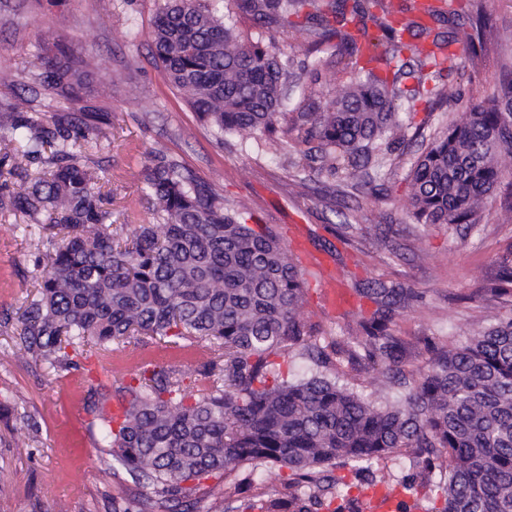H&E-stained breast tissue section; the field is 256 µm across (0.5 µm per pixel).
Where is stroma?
Listing matches in <instances>:
<instances>
[{"label": "stroma", "mask_w": 512, "mask_h": 512, "mask_svg": "<svg viewBox=\"0 0 512 512\" xmlns=\"http://www.w3.org/2000/svg\"><path fill=\"white\" fill-rule=\"evenodd\" d=\"M161 0H0V100L22 94L34 116L48 112L51 96L38 81L43 51L65 46L84 59L86 105L111 113L112 131L91 142L87 155L106 169L115 223L136 209L139 173L152 150L161 148L197 176L213 183L252 222L278 232L297 262L306 255L326 257V276L344 288L380 279L407 289L403 307L389 325L404 347V363L421 365L427 338L463 342L475 331L512 317V299L494 296L496 256L512 245V212L500 199L488 202L480 230L463 233L433 227L422 230L410 213L409 162L423 149L405 130L402 154L380 171L336 174L308 169L305 146L298 143L293 119L283 130L291 157L305 169L304 181L274 152L217 144L185 99L169 86L150 51L151 31ZM495 26L476 65L446 79L456 99L453 115L469 110L512 64V0H489ZM321 78L311 99H295L297 111L339 87L345 63L336 43L323 45ZM112 74L110 96H100L97 75ZM352 195L353 245L331 252L339 191ZM18 217L0 215V512H139L146 488L134 485L125 470L106 468L89 420L82 410L90 372L108 369L126 379L145 365L190 373L207 361L213 346L189 339L170 344L146 337L112 351H91L80 367L53 371L13 354L16 315L38 296L41 275L21 236ZM374 303L354 298L350 307L326 306L323 285L311 282L300 310L341 344L361 340L362 317ZM383 484L430 512L423 476L409 456L379 462ZM411 490H403V483Z\"/></svg>", "instance_id": "obj_1"}]
</instances>
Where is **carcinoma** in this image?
Segmentation results:
<instances>
[{
  "mask_svg": "<svg viewBox=\"0 0 512 512\" xmlns=\"http://www.w3.org/2000/svg\"><path fill=\"white\" fill-rule=\"evenodd\" d=\"M165 0L151 52L168 84L218 139L245 134L288 154L279 137L289 107L294 53L276 34L302 31L309 66L320 47L344 48L347 85L298 114L297 139L317 170L382 168L396 150L399 108L412 110L427 81L461 68L453 38L435 24L458 16L460 0H434L432 25L404 17L393 0ZM373 25V52L363 51ZM84 60L67 48L44 58L41 84L57 105L43 119L18 96L0 104V212L20 213L29 249L45 257L39 298L19 312L15 354L51 367L78 366L83 345L103 348L142 336L169 343L215 342L219 353L197 370L202 388L175 369L142 368L129 380H94L83 409L107 465L151 488L167 512H194L211 478H224L225 512H362V495L381 485L373 465L410 451L426 473L423 488L438 512H512V317L461 346L431 343L429 357L405 375L395 368L401 343L388 333L404 289L374 280L356 292L376 309L362 318L364 340L328 351L297 316L311 273L266 224H250L211 183L156 149L141 170L140 204L151 215L118 239L104 171L85 155L103 120L76 108ZM419 71L407 88L405 67ZM453 98L441 85L435 112ZM512 153V69L459 121L437 132L410 164L415 223L471 231L482 204L502 188L499 156ZM41 166L33 178L16 161ZM24 179L19 190L8 178ZM504 189V188H502ZM503 202L512 210V189ZM63 232L53 244L43 232ZM52 245V250L45 246ZM503 294H512V247L496 259ZM301 348L320 371L293 381L277 357ZM355 371L380 367L409 392L374 404L338 382L339 357ZM114 400L120 418L108 415ZM272 466L289 471L265 498L249 494ZM347 469L353 485L336 471ZM357 495H352V491Z\"/></svg>",
  "mask_w": 512,
  "mask_h": 512,
  "instance_id": "obj_1",
  "label": "carcinoma"
}]
</instances>
